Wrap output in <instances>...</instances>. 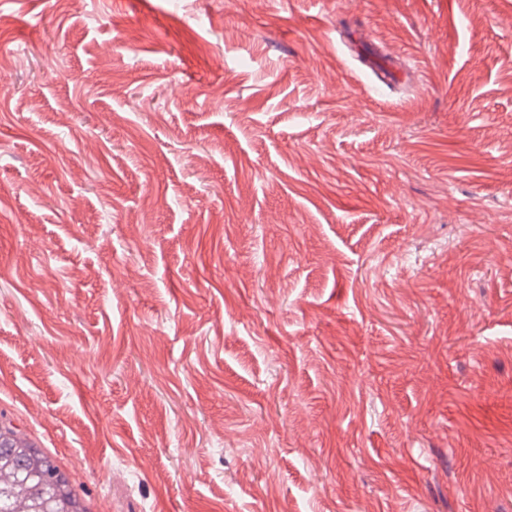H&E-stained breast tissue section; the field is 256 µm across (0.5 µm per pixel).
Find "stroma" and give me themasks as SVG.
Returning <instances> with one entry per match:
<instances>
[{
  "label": "stroma",
  "instance_id": "35a3bbf8",
  "mask_svg": "<svg viewBox=\"0 0 512 512\" xmlns=\"http://www.w3.org/2000/svg\"><path fill=\"white\" fill-rule=\"evenodd\" d=\"M0 81V419L96 512H512V0H0Z\"/></svg>",
  "mask_w": 512,
  "mask_h": 512
}]
</instances>
